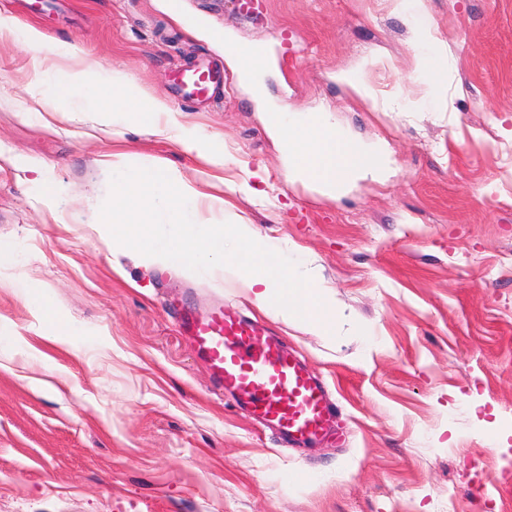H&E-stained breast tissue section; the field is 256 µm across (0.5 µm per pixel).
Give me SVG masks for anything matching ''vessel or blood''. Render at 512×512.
I'll return each instance as SVG.
<instances>
[{
	"label": "vessel or blood",
	"mask_w": 512,
	"mask_h": 512,
	"mask_svg": "<svg viewBox=\"0 0 512 512\" xmlns=\"http://www.w3.org/2000/svg\"><path fill=\"white\" fill-rule=\"evenodd\" d=\"M223 81V71L203 61L175 73L177 89L187 99L204 97ZM179 327L191 336L218 387L239 394L242 407L257 420L298 444L329 433L333 413L326 387L263 323L218 305L203 315L184 312Z\"/></svg>",
	"instance_id": "b4317fda"
}]
</instances>
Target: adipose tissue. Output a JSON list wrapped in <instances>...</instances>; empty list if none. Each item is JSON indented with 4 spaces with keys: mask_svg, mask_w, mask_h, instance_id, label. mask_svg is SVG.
I'll use <instances>...</instances> for the list:
<instances>
[{
    "mask_svg": "<svg viewBox=\"0 0 512 512\" xmlns=\"http://www.w3.org/2000/svg\"><path fill=\"white\" fill-rule=\"evenodd\" d=\"M395 10L413 21L414 44L419 49L418 71L430 74L433 55L446 54L447 47L434 33L427 19L426 0H393ZM242 80L264 98L263 73L266 53L257 44L225 45ZM93 62L83 69L62 68L53 76L57 95L63 99V111L76 112L90 107L116 124L144 127L151 133L175 139L186 152L210 156L212 162L223 163L220 154H210L206 144L184 128L161 99L147 95L126 74L113 72L106 78L96 77ZM266 128L274 136L288 167L289 181H300L332 197L351 182L384 178L391 159L382 145L368 144L332 122L329 112L313 110L293 112L286 107L268 103Z\"/></svg>",
    "mask_w": 512,
    "mask_h": 512,
    "instance_id": "ef3b65f1",
    "label": "adipose tissue"
}]
</instances>
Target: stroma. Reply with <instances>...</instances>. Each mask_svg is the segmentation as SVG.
Wrapping results in <instances>:
<instances>
[{"label":"stroma","instance_id":"stroma-1","mask_svg":"<svg viewBox=\"0 0 512 512\" xmlns=\"http://www.w3.org/2000/svg\"><path fill=\"white\" fill-rule=\"evenodd\" d=\"M448 47L417 75L411 19L392 0H0V20L46 40H0V512H512V0H427ZM266 44L268 93L322 108L394 163L330 198L289 182L224 39ZM77 47L165 100L223 165L94 112L22 123ZM224 71L211 99L176 93L199 59ZM359 71L367 99L336 82ZM164 162L293 247L346 318L336 336L272 322L325 380L331 436L293 448L212 383L179 333L188 309L252 307L217 273L113 257L96 222L113 155ZM261 178L269 202L229 189ZM55 191L44 195L42 181ZM40 283L66 335H43ZM373 328L360 336L357 325Z\"/></svg>","mask_w":512,"mask_h":512}]
</instances>
